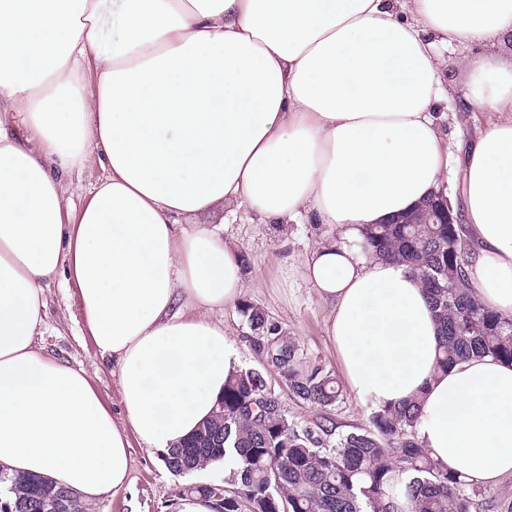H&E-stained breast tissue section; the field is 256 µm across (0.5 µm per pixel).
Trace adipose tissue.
I'll list each match as a JSON object with an SVG mask.
<instances>
[{"instance_id":"obj_1","label":"adipose tissue","mask_w":512,"mask_h":512,"mask_svg":"<svg viewBox=\"0 0 512 512\" xmlns=\"http://www.w3.org/2000/svg\"><path fill=\"white\" fill-rule=\"evenodd\" d=\"M0 0V467L93 502L128 483L129 434L168 453L208 420L240 366L214 311L244 282L234 243L183 220L237 202L264 220L338 231L305 281L330 312L347 386L366 404L416 399L441 467L512 475V364L435 368L439 327L419 278L353 242L444 191V45L512 40V0ZM491 115L462 176L476 297L512 319V62L464 61ZM104 171L77 222L63 178ZM65 268L101 356L113 418L85 369L44 354V286Z\"/></svg>"}]
</instances>
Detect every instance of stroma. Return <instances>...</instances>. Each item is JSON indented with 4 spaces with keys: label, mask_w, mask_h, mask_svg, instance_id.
<instances>
[{
    "label": "stroma",
    "mask_w": 512,
    "mask_h": 512,
    "mask_svg": "<svg viewBox=\"0 0 512 512\" xmlns=\"http://www.w3.org/2000/svg\"><path fill=\"white\" fill-rule=\"evenodd\" d=\"M435 52L447 60L442 79L451 89L450 99L439 102L437 110L452 157L446 181L448 195L454 199L459 195L461 182L456 160L487 119L481 106L467 98L466 75L458 63L484 57L511 61L512 43L483 41L448 48L439 45ZM194 221L223 227L225 239L235 244L240 256L246 285L240 304L258 307L269 323L296 341L302 351L300 370L308 372L319 366L333 377H341L336 353L324 328L329 307L304 279L308 253L316 243L335 238V231L308 221L272 224L233 204L195 216ZM45 298L47 330L41 341L45 354L72 367L84 368L103 404L114 417H122L118 368L110 359L101 357L86 329L77 286L67 281L65 274H58L46 286ZM240 304L225 306L224 331L239 349L242 368H264L266 360L239 311ZM129 444V488L88 504L86 512H170V502L183 485H220L229 478L220 465L184 477L174 475L159 457L144 451L137 436H130Z\"/></svg>",
    "instance_id": "1"
}]
</instances>
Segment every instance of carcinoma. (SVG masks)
<instances>
[{"label":"carcinoma","mask_w":512,"mask_h":512,"mask_svg":"<svg viewBox=\"0 0 512 512\" xmlns=\"http://www.w3.org/2000/svg\"><path fill=\"white\" fill-rule=\"evenodd\" d=\"M424 201L407 224H370L361 231L365 253L407 265L419 277L440 325L436 367L446 370L472 357L512 362V320L473 295L465 265L468 242L462 224H430ZM241 312L265 356L297 399L326 409L340 399L337 380L320 367L298 371L299 347L268 324L257 307ZM415 402L376 408L370 427L336 433L327 414L315 428L288 419L271 389L268 371L236 372L224 383L216 411L165 459L175 475L224 463L233 488L224 512H477V489L463 475L442 468L416 438ZM336 437L333 447L326 439ZM14 512H54L60 489L39 477L9 478Z\"/></svg>","instance_id":"carcinoma-1"}]
</instances>
